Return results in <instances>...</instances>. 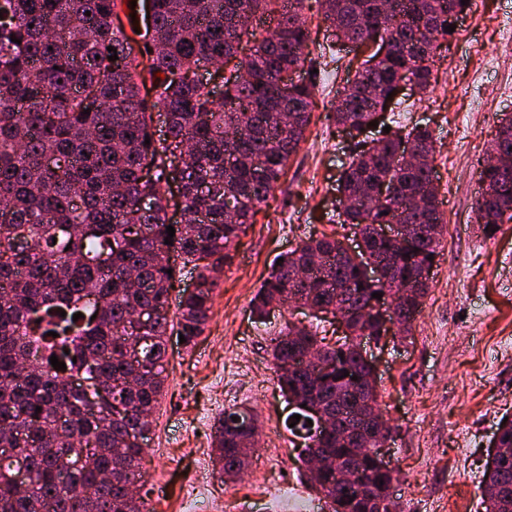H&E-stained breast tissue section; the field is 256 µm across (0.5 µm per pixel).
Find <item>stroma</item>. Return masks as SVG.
<instances>
[{
    "instance_id": "35a3bbf8",
    "label": "stroma",
    "mask_w": 512,
    "mask_h": 512,
    "mask_svg": "<svg viewBox=\"0 0 512 512\" xmlns=\"http://www.w3.org/2000/svg\"><path fill=\"white\" fill-rule=\"evenodd\" d=\"M307 51L323 75L311 122L286 173L229 259L216 272L210 319L194 348L172 342L165 394L152 416L142 460L145 512H297L319 502L301 475V448L286 428L287 403L267 352L286 322L334 321L294 307L256 322L251 300L276 258L306 237L335 233L354 245L346 224L319 221L334 209L336 179L353 137L330 112L354 74L316 9L304 12ZM425 97L407 98L400 121L427 126L436 141L435 176L446 222L423 309L406 337L367 345L391 437L383 456L397 473L401 512H485L483 466L491 439L512 414V221L485 236L473 221L478 162L497 126L512 115V0H470L444 40ZM245 405L259 427L258 477L224 481L212 464V426Z\"/></svg>"
}]
</instances>
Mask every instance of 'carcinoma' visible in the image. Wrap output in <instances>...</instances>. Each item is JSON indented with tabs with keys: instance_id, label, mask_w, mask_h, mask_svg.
<instances>
[{
	"instance_id": "1",
	"label": "carcinoma",
	"mask_w": 512,
	"mask_h": 512,
	"mask_svg": "<svg viewBox=\"0 0 512 512\" xmlns=\"http://www.w3.org/2000/svg\"><path fill=\"white\" fill-rule=\"evenodd\" d=\"M123 2L0 0V512H137L128 485L142 479L170 336L183 335L188 348L204 333L217 288L211 263L229 258L246 234L310 123L314 84L281 81L313 70L307 0H154L148 40L116 23ZM384 2L316 0L323 22L348 40L387 43L384 56L369 54L357 66L333 109L334 122L357 138L338 178L337 217L357 229L365 255L356 261L332 234L311 237L282 255L252 301L259 319L298 300L366 310L333 344L294 323L271 344L280 391L340 419L330 432L304 420L289 428L305 453L332 460L309 480L331 512H390L396 477L372 458L358 462L365 495L336 482L352 457L350 426L366 402L378 403V393L349 389L336 371L368 373L357 344L381 336L379 303H396L398 331H411L445 228L429 128H399L374 146L363 128L398 80L414 79L421 92L432 87L440 40L467 6L395 0L387 16ZM257 18L273 28L257 33ZM219 62L247 73L225 85L222 98L197 79ZM493 142L512 154L511 118ZM410 143L424 165L402 164ZM480 180L475 220L491 235L512 220V167L486 162ZM174 181L182 204L175 224ZM376 184L389 192L381 204L365 195ZM379 224L414 227L405 252L376 240ZM424 224L439 231L425 237L417 231ZM169 225L175 236L167 244ZM174 256L193 265L199 283L181 297L173 328ZM370 259L393 261L388 284L358 271ZM303 343L333 364L308 387L290 363ZM53 355L66 369L52 367ZM241 415L232 408L214 424L223 476L250 461V447H239L245 430L233 421ZM498 444L503 456L484 464L483 503L486 512H512L511 418L499 424Z\"/></svg>"
}]
</instances>
